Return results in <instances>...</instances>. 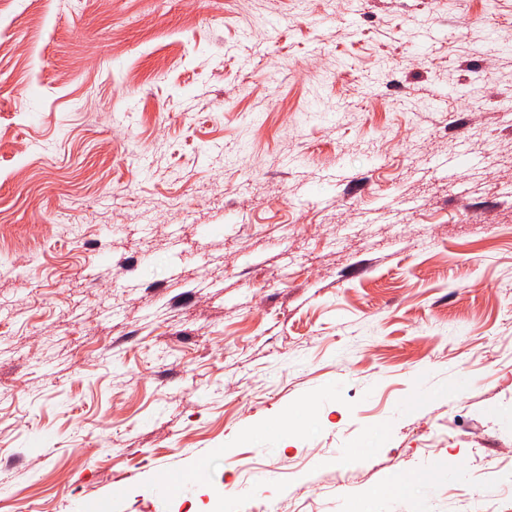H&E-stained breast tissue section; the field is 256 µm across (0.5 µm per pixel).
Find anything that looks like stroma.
I'll use <instances>...</instances> for the list:
<instances>
[{
  "mask_svg": "<svg viewBox=\"0 0 512 512\" xmlns=\"http://www.w3.org/2000/svg\"><path fill=\"white\" fill-rule=\"evenodd\" d=\"M510 97L512 0H6L0 512H512Z\"/></svg>",
  "mask_w": 512,
  "mask_h": 512,
  "instance_id": "35a3bbf8",
  "label": "stroma"
}]
</instances>
